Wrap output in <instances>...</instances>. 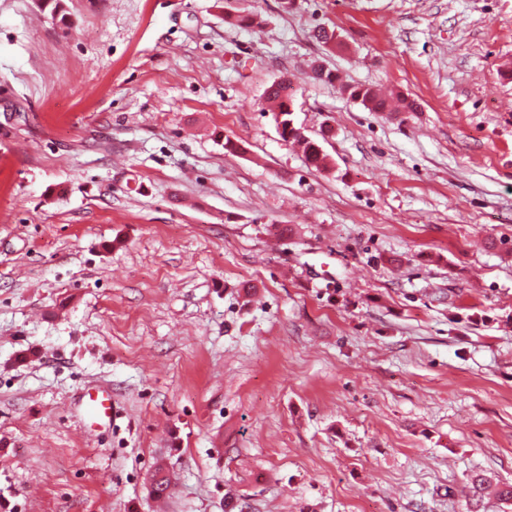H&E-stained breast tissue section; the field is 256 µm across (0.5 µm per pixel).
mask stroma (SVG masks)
<instances>
[{"label": "stroma", "mask_w": 512, "mask_h": 512, "mask_svg": "<svg viewBox=\"0 0 512 512\" xmlns=\"http://www.w3.org/2000/svg\"><path fill=\"white\" fill-rule=\"evenodd\" d=\"M55 1L0 0V512H512V0ZM280 76L274 80L271 86H276V97L279 99L277 105L273 106V117L277 127L282 126L281 137L284 141L294 140L303 144L305 159L307 164L316 171H322L327 168L326 155L323 153L322 146L318 140L307 138L294 129L289 130V122L293 121L290 117L291 96L288 94V78ZM349 95L355 100H359L364 107L372 112H413L414 106L405 100H400L391 109L388 102L382 98V94L372 86H355L349 89ZM81 399L83 411L88 420L85 433L92 439L98 438L104 430L112 427L114 410L112 390L97 386L88 389Z\"/></svg>", "instance_id": "obj_1"}]
</instances>
